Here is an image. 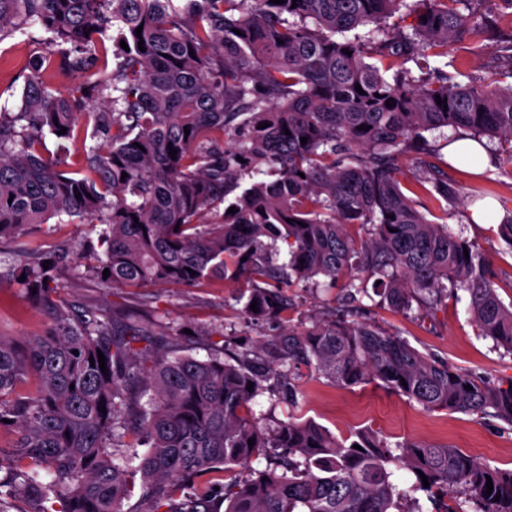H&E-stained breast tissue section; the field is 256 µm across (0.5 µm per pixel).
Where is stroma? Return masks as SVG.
Listing matches in <instances>:
<instances>
[{
    "instance_id": "1",
    "label": "stroma",
    "mask_w": 512,
    "mask_h": 512,
    "mask_svg": "<svg viewBox=\"0 0 512 512\" xmlns=\"http://www.w3.org/2000/svg\"><path fill=\"white\" fill-rule=\"evenodd\" d=\"M41 30L30 28L0 41V106L17 111L21 88L29 73L22 60L36 61L46 45ZM492 32L475 26L467 36L449 47L447 57H429L430 67L447 69L461 83L489 77L496 66L489 51ZM458 131L441 128L427 132L435 150L434 161L446 166L450 178L460 186L487 178L495 192L491 207L497 217L512 212V165L506 164L504 145L485 139V159L479 168L448 159L447 141ZM447 223L452 231L471 242L499 277L512 276V250L497 235L493 224L473 219L476 204L458 197L449 200ZM100 226L60 224L49 221L29 226L28 235L38 252L36 261H50L59 285L56 296L75 308L116 307L131 318L149 323L152 330H169L179 336L183 353L197 358L211 350L254 345L265 336L278 334L282 321L270 319L246 323L239 301L249 282L238 277L205 281L188 287L177 284L148 288H100L93 269L103 256L99 243ZM18 261L10 240L0 241V334L23 338L41 334L48 320L29 304L12 277ZM371 317L398 332L412 346L446 361L451 368L470 371L496 384H512V356L502 355L491 340L477 335L468 313L466 298L448 297L441 310L408 318L374 307ZM206 338H198L197 330ZM299 415L315 421L337 437L371 429L389 443L414 441L448 444L481 457L490 466L512 467V429L502 422L475 414L448 410L427 411L406 397L369 384L352 388L337 386L326 378L302 375Z\"/></svg>"
}]
</instances>
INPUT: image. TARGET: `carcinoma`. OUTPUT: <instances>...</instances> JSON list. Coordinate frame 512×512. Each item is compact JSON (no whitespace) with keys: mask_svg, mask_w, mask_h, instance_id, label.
I'll return each instance as SVG.
<instances>
[{"mask_svg":"<svg viewBox=\"0 0 512 512\" xmlns=\"http://www.w3.org/2000/svg\"><path fill=\"white\" fill-rule=\"evenodd\" d=\"M398 2L0 0V41L36 25L82 75L55 94L39 63L18 112L0 113V239L52 218L105 224L100 287L245 275L253 288L243 313L256 322L288 321L287 291L300 282L340 283L349 301L373 294L405 315L436 311L462 290L477 335L512 356V302L500 296L512 278L427 219L398 179L412 149L422 193L457 197L460 186L427 160L422 137L442 127L508 143L512 163V34L490 46L500 61L490 78L462 84L444 73L422 84L406 64L423 47L447 56L475 24L474 0H419L410 36L385 26ZM369 24L366 36L336 38ZM110 27L128 46L113 68ZM374 57L398 70L385 76ZM95 94L111 108L87 109ZM80 125L92 128L81 167L61 170L44 154L46 136L67 139ZM219 211L221 224L201 229ZM281 251L286 262L275 267ZM20 273L48 328L0 336V431L10 433L0 442V497L24 499L32 512H122L138 474L139 512H423L421 492L435 512H512V469L447 444L391 445L369 429L339 439L295 413L270 425L252 408L274 379L297 409L292 380L304 367L338 386L375 384L429 411L512 427V383L492 385L375 321L344 317L197 359L113 309L74 311L51 299L57 286L41 263ZM100 353L104 372L90 363ZM394 465L412 473L409 485L396 483ZM234 467L247 475L221 495L195 486Z\"/></svg>","mask_w":512,"mask_h":512,"instance_id":"1","label":"carcinoma"}]
</instances>
